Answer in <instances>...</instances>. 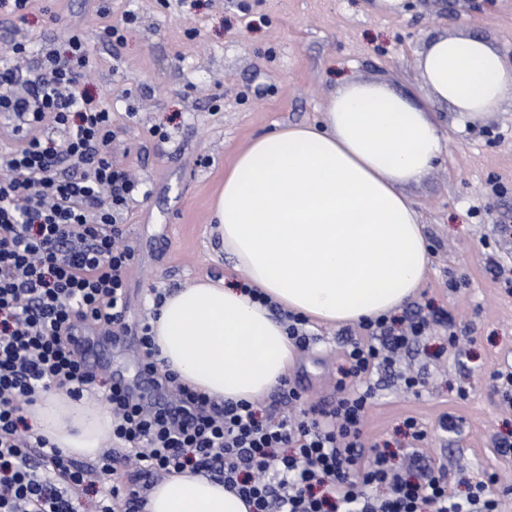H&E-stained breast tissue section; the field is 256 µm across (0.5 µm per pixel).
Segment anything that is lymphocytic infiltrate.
<instances>
[{
    "instance_id": "lymphocytic-infiltrate-1",
    "label": "lymphocytic infiltrate",
    "mask_w": 512,
    "mask_h": 512,
    "mask_svg": "<svg viewBox=\"0 0 512 512\" xmlns=\"http://www.w3.org/2000/svg\"><path fill=\"white\" fill-rule=\"evenodd\" d=\"M92 68L75 30L62 52L36 53L20 39L0 53V115L16 142L0 152V512H76L99 473L112 487L96 512H143L146 491L187 467L234 489L252 512H498L488 485L458 498L445 471L402 470L391 449L363 462L370 392L361 381L425 336L428 318L362 322L367 338L350 343L329 409L292 388L300 413L267 415L159 374L150 325L126 321L135 250L122 219L143 184L112 158L111 111L78 91ZM23 78L27 94L12 92ZM91 327L134 335L143 368L176 394L151 407L112 380L103 392L112 446L83 463L31 436L25 408L51 390L91 393L97 374L77 346Z\"/></svg>"
}]
</instances>
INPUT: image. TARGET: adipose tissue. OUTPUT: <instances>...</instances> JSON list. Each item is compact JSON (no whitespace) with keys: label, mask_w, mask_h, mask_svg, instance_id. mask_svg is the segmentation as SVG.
<instances>
[{"label":"adipose tissue","mask_w":512,"mask_h":512,"mask_svg":"<svg viewBox=\"0 0 512 512\" xmlns=\"http://www.w3.org/2000/svg\"><path fill=\"white\" fill-rule=\"evenodd\" d=\"M425 94L344 79L323 126L253 140L224 173L215 201L221 245L248 283L203 279L165 294L150 318L154 360L179 383L223 400L276 389L296 357L272 306L325 326L393 315L422 288L430 254L404 186L439 158L444 133L431 103L462 122L512 98V64L487 39L441 35L417 59ZM35 435L92 459L112 436L105 407L57 391L29 406ZM144 512H250L218 481L184 470L147 494Z\"/></svg>","instance_id":"adipose-tissue-1"}]
</instances>
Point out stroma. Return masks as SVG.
Masks as SVG:
<instances>
[{
  "label": "stroma",
  "instance_id": "stroma-1",
  "mask_svg": "<svg viewBox=\"0 0 512 512\" xmlns=\"http://www.w3.org/2000/svg\"><path fill=\"white\" fill-rule=\"evenodd\" d=\"M372 0H34L25 19L0 20V52L26 36L63 48L68 28L82 33L94 68L83 88L112 108V154L150 194L126 223L136 261L128 282V323L147 320L153 299L199 278L243 281L220 248L212 205L235 155L284 125L319 121L324 97L347 76L423 93L418 53L432 38L459 32L484 37L512 62V0H413L408 13L381 16ZM124 29L113 47L107 26ZM448 135L440 159L421 183L406 186L419 210L431 268L404 314L450 313L433 325L400 367L365 378L371 389L363 432L365 463L373 443L399 458L412 451L446 467L449 486L466 495L497 473L501 512H512V455L494 440L512 434L492 373L512 363V293L491 270L512 266V102L461 124L434 105ZM167 139L151 136V128ZM287 379L308 403L336 395L338 369L356 325L309 326ZM459 341L449 346V332ZM420 373L418 393L405 391L401 370ZM459 418L443 432L441 414ZM428 432L412 447L406 417Z\"/></svg>",
  "mask_w": 512,
  "mask_h": 512
}]
</instances>
